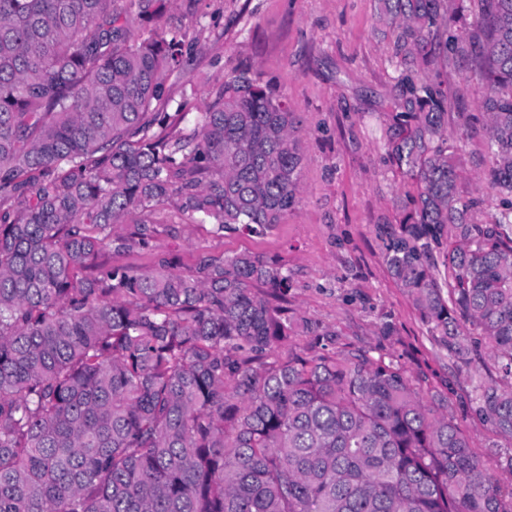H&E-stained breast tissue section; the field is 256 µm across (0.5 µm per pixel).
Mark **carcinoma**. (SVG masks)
I'll return each instance as SVG.
<instances>
[{"mask_svg": "<svg viewBox=\"0 0 512 512\" xmlns=\"http://www.w3.org/2000/svg\"><path fill=\"white\" fill-rule=\"evenodd\" d=\"M381 2L405 92L387 146L417 185L384 261L512 441V0H478L473 48L489 224L457 194L448 94L414 70L441 64L453 0ZM170 4L0 0V512H512V479L473 454L448 396L367 349L297 344L334 348L336 331L288 318V271L250 253L188 275L100 261L150 246L171 202L256 232L300 200L299 120L249 70L197 128L179 129L185 104L167 112L197 48Z\"/></svg>", "mask_w": 512, "mask_h": 512, "instance_id": "carcinoma-1", "label": "carcinoma"}]
</instances>
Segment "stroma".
<instances>
[{
	"label": "stroma",
	"mask_w": 512,
	"mask_h": 512,
	"mask_svg": "<svg viewBox=\"0 0 512 512\" xmlns=\"http://www.w3.org/2000/svg\"><path fill=\"white\" fill-rule=\"evenodd\" d=\"M460 7L456 21L437 36L450 52L430 76L448 90L458 194L475 201L474 218L485 224L502 205L482 180L489 164L486 117L463 50L477 32L474 4L462 0ZM169 15L198 40L186 71L167 82L174 102L202 111L208 90L243 67L287 97L301 121V199L281 224L261 233H218L178 218L169 205L149 248L108 252L104 262L151 270L166 260L190 274L203 256L248 251L287 269L290 316L335 329L339 345L371 347L397 359L411 374L425 376L426 392H449L473 453L507 475L512 442L476 415L470 385L457 377L454 360L384 262L378 227L398 226L415 186L388 154L387 131L403 95L395 34L379 0H175ZM387 321L397 328L388 338L380 334Z\"/></svg>",
	"instance_id": "stroma-1"
}]
</instances>
